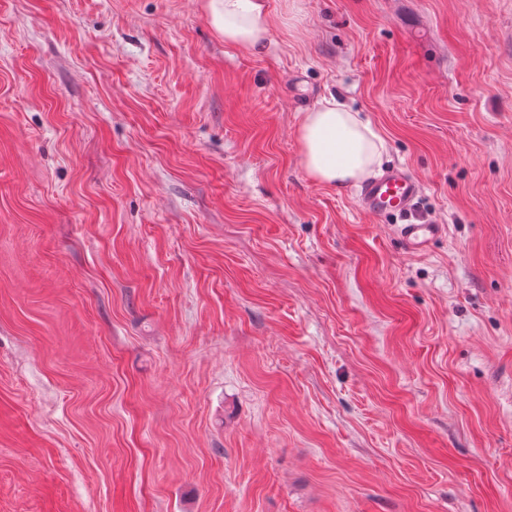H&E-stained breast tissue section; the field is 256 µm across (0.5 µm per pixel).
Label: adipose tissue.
<instances>
[{
  "label": "adipose tissue",
  "instance_id": "obj_1",
  "mask_svg": "<svg viewBox=\"0 0 512 512\" xmlns=\"http://www.w3.org/2000/svg\"><path fill=\"white\" fill-rule=\"evenodd\" d=\"M210 23L226 45L247 55L266 51L271 31L267 0H208ZM297 138L303 167L315 182H361L383 163L386 142L351 106L327 100L305 112Z\"/></svg>",
  "mask_w": 512,
  "mask_h": 512
}]
</instances>
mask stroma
I'll use <instances>...</instances> for the list:
<instances>
[{
    "mask_svg": "<svg viewBox=\"0 0 512 512\" xmlns=\"http://www.w3.org/2000/svg\"><path fill=\"white\" fill-rule=\"evenodd\" d=\"M0 0V512H512V0ZM423 190L406 251L296 130ZM208 17L224 43L246 55H260L271 31L268 0H207ZM357 110L336 99L305 112L297 138L303 167L315 182H361L383 163L386 142ZM396 227L402 241L411 251L422 250L444 230L441 224H415L414 222L396 224Z\"/></svg>",
    "mask_w": 512,
    "mask_h": 512,
    "instance_id": "35a3bbf8",
    "label": "stroma"
}]
</instances>
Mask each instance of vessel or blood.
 <instances>
[{"mask_svg":"<svg viewBox=\"0 0 512 512\" xmlns=\"http://www.w3.org/2000/svg\"><path fill=\"white\" fill-rule=\"evenodd\" d=\"M421 194L418 179L407 169L395 167L366 182L360 191L359 206L374 216H398L397 232L409 250H422L443 232L439 224H415L409 217Z\"/></svg>","mask_w":512,"mask_h":512,"instance_id":"b4317fda","label":"vessel or blood"}]
</instances>
